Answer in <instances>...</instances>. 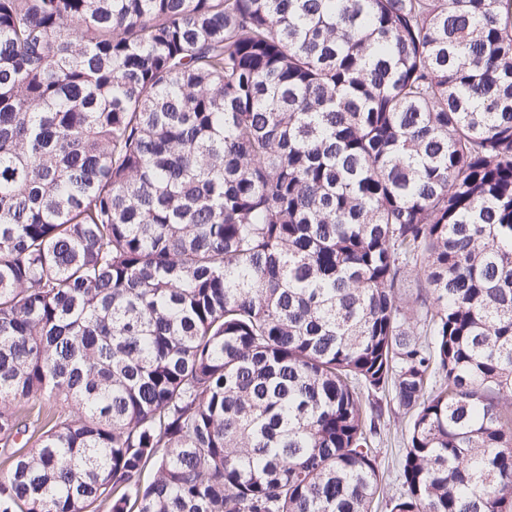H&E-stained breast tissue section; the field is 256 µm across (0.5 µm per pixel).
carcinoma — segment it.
<instances>
[{
    "label": "carcinoma",
    "mask_w": 512,
    "mask_h": 512,
    "mask_svg": "<svg viewBox=\"0 0 512 512\" xmlns=\"http://www.w3.org/2000/svg\"><path fill=\"white\" fill-rule=\"evenodd\" d=\"M390 392L512 512V0H0V512H377Z\"/></svg>",
    "instance_id": "obj_1"
}]
</instances>
